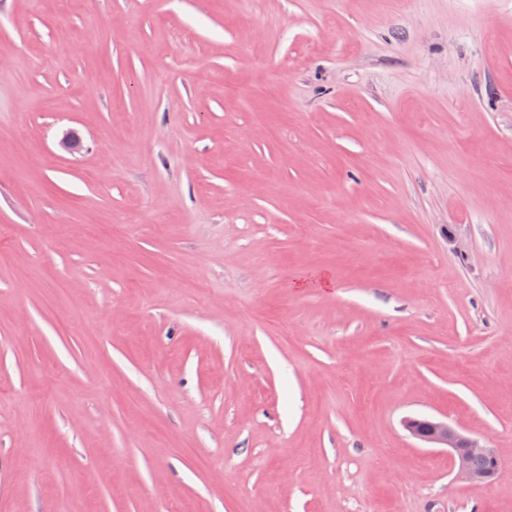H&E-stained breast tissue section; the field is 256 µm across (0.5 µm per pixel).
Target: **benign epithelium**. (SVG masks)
<instances>
[{"instance_id":"obj_1","label":"benign epithelium","mask_w":512,"mask_h":512,"mask_svg":"<svg viewBox=\"0 0 512 512\" xmlns=\"http://www.w3.org/2000/svg\"><path fill=\"white\" fill-rule=\"evenodd\" d=\"M404 426L414 438L448 449L454 463L458 465L460 475L473 484L488 483L500 471L501 457L497 449L462 435L456 428L444 421L409 418L405 420ZM476 459L483 460L485 467L474 468L472 462Z\"/></svg>"}]
</instances>
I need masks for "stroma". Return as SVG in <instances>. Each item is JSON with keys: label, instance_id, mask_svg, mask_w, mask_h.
<instances>
[{"label": "stroma", "instance_id": "1", "mask_svg": "<svg viewBox=\"0 0 512 512\" xmlns=\"http://www.w3.org/2000/svg\"><path fill=\"white\" fill-rule=\"evenodd\" d=\"M0 512H512V0H0ZM406 430L414 438L438 448H448V452L458 465L460 475L473 484L483 485L492 481L500 471L501 457L496 448L480 444L478 440L462 435L448 422L428 418H409L405 420ZM475 459L485 462V467L476 469L472 466ZM475 467H482L483 462L474 461Z\"/></svg>", "mask_w": 512, "mask_h": 512}]
</instances>
